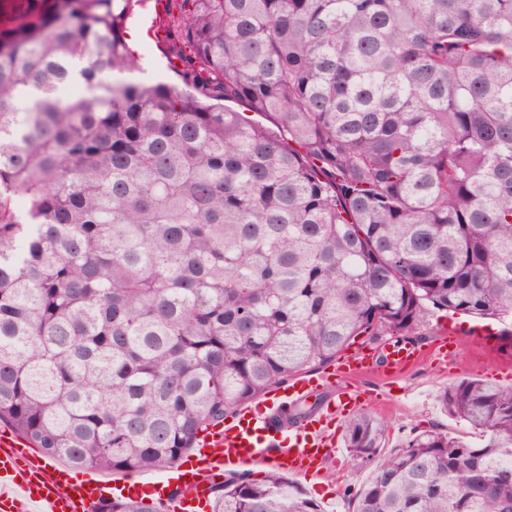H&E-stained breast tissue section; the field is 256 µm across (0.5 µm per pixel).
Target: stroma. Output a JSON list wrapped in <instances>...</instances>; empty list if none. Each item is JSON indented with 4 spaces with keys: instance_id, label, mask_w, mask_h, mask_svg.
Segmentation results:
<instances>
[{
    "instance_id": "obj_1",
    "label": "stroma",
    "mask_w": 512,
    "mask_h": 512,
    "mask_svg": "<svg viewBox=\"0 0 512 512\" xmlns=\"http://www.w3.org/2000/svg\"><path fill=\"white\" fill-rule=\"evenodd\" d=\"M170 14L156 12L154 0H142L131 20L130 40L142 57L146 75L170 83H182L185 65L174 57L170 42L156 43L146 32L167 24ZM496 333L487 337L485 347H478L473 337L458 339L456 362L461 369L449 374L448 367L431 356L406 368L397 376L374 371L356 378L363 392L366 412L384 420L388 434L379 451L388 456L402 447L414 434L432 428L479 443L471 432L444 412L439 403L440 392L463 379H488L489 355L512 366V320H491ZM371 471L370 465L355 460L350 453L326 461L319 475L300 477L301 487L321 502L325 512H346L348 500L359 490Z\"/></svg>"
}]
</instances>
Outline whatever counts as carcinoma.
Returning a JSON list of instances; mask_svg holds the SVG:
<instances>
[{"label": "carcinoma", "mask_w": 512, "mask_h": 512, "mask_svg": "<svg viewBox=\"0 0 512 512\" xmlns=\"http://www.w3.org/2000/svg\"><path fill=\"white\" fill-rule=\"evenodd\" d=\"M136 2L0 33V421L74 467L172 468L360 336L512 318V0H190L185 89L134 76ZM439 400L481 443L419 433L353 512H512V387ZM386 429L351 417L346 448L369 463ZM211 491L322 512L275 469Z\"/></svg>", "instance_id": "obj_1"}]
</instances>
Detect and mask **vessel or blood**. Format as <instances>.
Here are the masks:
<instances>
[{"instance_id":"vessel-or-blood-1","label":"vessel or blood","mask_w":512,"mask_h":512,"mask_svg":"<svg viewBox=\"0 0 512 512\" xmlns=\"http://www.w3.org/2000/svg\"><path fill=\"white\" fill-rule=\"evenodd\" d=\"M425 356L421 347L406 341L354 350L331 370L300 375L285 392L243 406L230 420L199 432L185 465L146 483L133 476L113 481L86 476L71 483L67 467L47 464L36 449L1 431L0 512H92L102 500L119 495L159 503L168 512H198L212 484L234 467L273 466L294 475H317L322 463L338 453L329 428L337 418L362 409L361 391L338 387L335 398L284 432L274 422L280 408L368 370L381 367L399 374Z\"/></svg>"}]
</instances>
